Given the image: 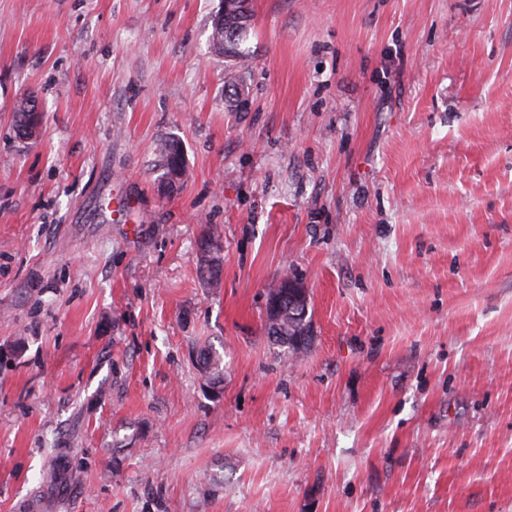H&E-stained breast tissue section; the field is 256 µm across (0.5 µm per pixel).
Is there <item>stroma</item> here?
Masks as SVG:
<instances>
[{
    "instance_id": "obj_1",
    "label": "stroma",
    "mask_w": 512,
    "mask_h": 512,
    "mask_svg": "<svg viewBox=\"0 0 512 512\" xmlns=\"http://www.w3.org/2000/svg\"><path fill=\"white\" fill-rule=\"evenodd\" d=\"M218 7L0 0V512H512V0ZM247 0H239L240 5H231L227 12H224V0H220V8L217 12V21H224L223 33L216 32L213 25L212 44L219 53H224V58L236 61L243 57L240 46L247 36L251 23L248 22ZM238 13V11H240ZM248 15H247V14ZM221 38L223 46L217 44ZM35 100L32 97H21L15 106L14 132L19 138H27L24 129L31 124L32 112ZM161 179L167 185L173 186L169 176L175 171L181 172V178L186 173V160L181 143L176 139L165 141L159 148ZM276 288H288L291 291L302 292L306 300L297 306L295 316L303 318L307 314L308 295L306 288H304L301 282L288 277L282 279ZM285 308L280 319L276 322H272L267 315V334L272 336L281 346H285L292 354L297 355L306 350L309 344L311 336L310 319L306 315L304 319L296 320L290 316L287 304H285Z\"/></svg>"
}]
</instances>
